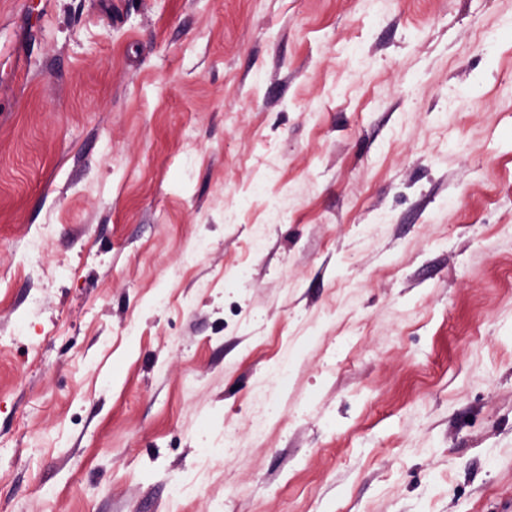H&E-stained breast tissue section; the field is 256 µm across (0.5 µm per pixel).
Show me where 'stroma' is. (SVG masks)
I'll list each match as a JSON object with an SVG mask.
<instances>
[{
	"instance_id": "obj_1",
	"label": "stroma",
	"mask_w": 512,
	"mask_h": 512,
	"mask_svg": "<svg viewBox=\"0 0 512 512\" xmlns=\"http://www.w3.org/2000/svg\"><path fill=\"white\" fill-rule=\"evenodd\" d=\"M0 512H512V0H0Z\"/></svg>"
}]
</instances>
